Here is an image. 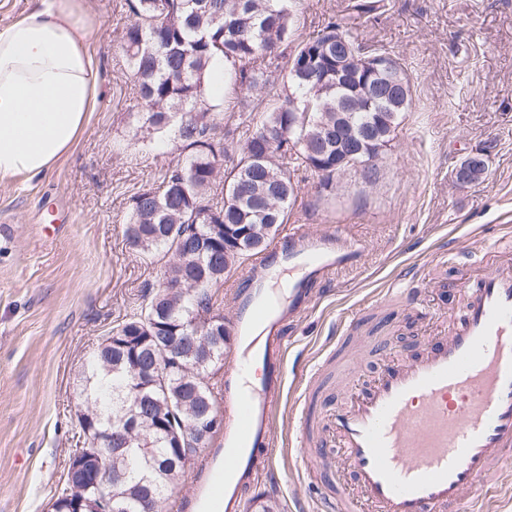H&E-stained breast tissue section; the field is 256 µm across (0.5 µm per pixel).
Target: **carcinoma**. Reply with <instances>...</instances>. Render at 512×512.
I'll return each instance as SVG.
<instances>
[{
	"label": "carcinoma",
	"mask_w": 512,
	"mask_h": 512,
	"mask_svg": "<svg viewBox=\"0 0 512 512\" xmlns=\"http://www.w3.org/2000/svg\"><path fill=\"white\" fill-rule=\"evenodd\" d=\"M129 9L134 21L123 42L136 100L152 133H175L184 158L133 198L127 226L130 243L142 259L151 265L164 263L163 276L148 289L140 307L101 338L76 377L83 398L76 411L81 451L95 455L112 474V482L96 485L69 466L51 512H145L146 499L160 502L180 483L186 470L167 432L174 428L171 414L200 421L207 408L219 409L214 385L198 387L196 379L224 366V344H212L207 360L186 351L183 364L196 371L189 375L166 369V335L190 325L199 310L214 308L215 274L267 246L284 221L296 171L321 175L326 188L352 169L360 168L370 177L374 158L394 139L411 100L409 80L389 52L365 49L334 21L316 32L296 35L287 0H129ZM294 35L297 43L289 59L319 52L327 72L336 70L338 40L358 57L385 59L388 97L369 102L353 79L338 91L328 79L301 80L289 66L281 103L249 115L236 161L216 171L212 163L217 157L231 159L224 139L214 135L213 124L184 123L182 114L217 115L207 98L214 60L230 64L227 75L233 90L248 94L266 84L259 63L281 56L282 45ZM344 96L359 102L357 110L346 113L348 123L355 128L376 124L380 139L353 164L336 165L342 154L334 147L323 166L315 167L310 151L323 127L336 122ZM293 106L299 114L290 128L288 112ZM214 207L223 213L222 224H241L249 234L239 248L200 254V241L209 239L215 229L210 215ZM185 277L203 284L184 297L170 294L167 282ZM130 358L139 363V382L125 368ZM132 419L137 442L124 454L113 452L112 435L124 432Z\"/></svg>",
	"instance_id": "cac0c4a2"
}]
</instances>
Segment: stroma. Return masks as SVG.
Returning <instances> with one entry per match:
<instances>
[{"label": "stroma", "instance_id": "stroma-1", "mask_svg": "<svg viewBox=\"0 0 512 512\" xmlns=\"http://www.w3.org/2000/svg\"><path fill=\"white\" fill-rule=\"evenodd\" d=\"M352 0H293L301 34L328 21L390 52L412 101L371 178L346 173L335 189L296 171L285 221L320 232L349 225L363 239V266L336 274L329 291L293 327L286 385L339 336L368 385L384 362L446 335L458 297L452 252L491 246L512 225V0H383L361 16ZM79 19L99 66L101 98L69 154L45 176L0 182V512H50L75 445V377L84 356L143 301L161 265L144 263L124 235L132 198L175 161L174 142L152 143L131 83L123 34L128 0H80ZM248 100L227 94L217 123L227 144L251 112L278 100L282 74ZM486 151L484 182L459 185L453 170ZM415 281L418 307H379L384 289ZM357 327H350L351 315ZM293 410L272 428L274 469L249 512H314L325 480L300 468L290 446Z\"/></svg>", "mask_w": 512, "mask_h": 512}]
</instances>
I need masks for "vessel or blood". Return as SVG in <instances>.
Instances as JSON below:
<instances>
[{"label":"vessel or blood","instance_id":"obj_1","mask_svg":"<svg viewBox=\"0 0 512 512\" xmlns=\"http://www.w3.org/2000/svg\"><path fill=\"white\" fill-rule=\"evenodd\" d=\"M361 239L347 226H288L234 290L224 369V446L205 460L197 512H242L260 477L283 401L287 323L337 271L359 268ZM458 285L448 334L423 354L385 364L374 383L337 402L330 427L349 462L323 512H487L502 467L512 464V263L485 250ZM419 288L396 285L383 304L413 305ZM319 363L293 392L298 461L316 472L325 449L310 435Z\"/></svg>","mask_w":512,"mask_h":512}]
</instances>
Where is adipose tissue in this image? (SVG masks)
Segmentation results:
<instances>
[{
  "mask_svg": "<svg viewBox=\"0 0 512 512\" xmlns=\"http://www.w3.org/2000/svg\"><path fill=\"white\" fill-rule=\"evenodd\" d=\"M78 0H35L0 26V181L44 176L76 142L99 96Z\"/></svg>",
  "mask_w": 512,
  "mask_h": 512,
  "instance_id": "1",
  "label": "adipose tissue"
}]
</instances>
